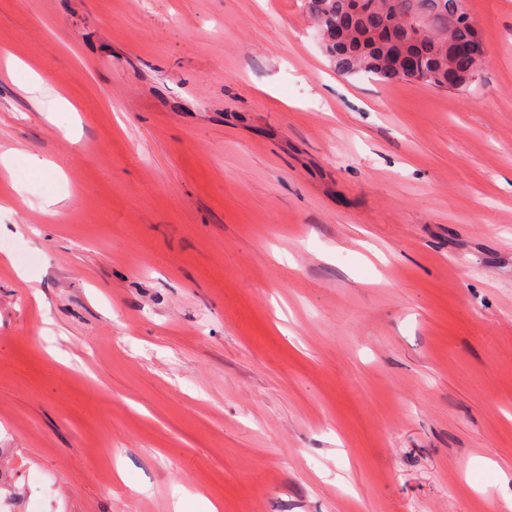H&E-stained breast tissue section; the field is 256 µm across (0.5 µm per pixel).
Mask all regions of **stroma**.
Returning <instances> with one entry per match:
<instances>
[{
	"label": "stroma",
	"instance_id": "1",
	"mask_svg": "<svg viewBox=\"0 0 512 512\" xmlns=\"http://www.w3.org/2000/svg\"><path fill=\"white\" fill-rule=\"evenodd\" d=\"M467 5L460 92L337 73L305 0H0V512H512V0Z\"/></svg>",
	"mask_w": 512,
	"mask_h": 512
}]
</instances>
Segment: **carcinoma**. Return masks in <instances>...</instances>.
Here are the masks:
<instances>
[{
	"label": "carcinoma",
	"instance_id": "carcinoma-1",
	"mask_svg": "<svg viewBox=\"0 0 512 512\" xmlns=\"http://www.w3.org/2000/svg\"><path fill=\"white\" fill-rule=\"evenodd\" d=\"M306 0L326 55L343 74L462 90L487 62L466 0Z\"/></svg>",
	"mask_w": 512,
	"mask_h": 512
}]
</instances>
